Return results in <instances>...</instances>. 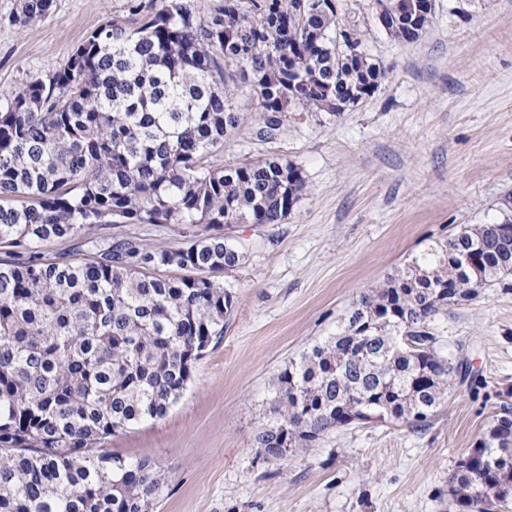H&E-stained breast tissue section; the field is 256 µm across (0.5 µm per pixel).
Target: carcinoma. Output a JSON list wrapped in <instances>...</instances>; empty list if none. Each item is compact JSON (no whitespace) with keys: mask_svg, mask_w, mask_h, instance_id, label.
Masks as SVG:
<instances>
[{"mask_svg":"<svg viewBox=\"0 0 512 512\" xmlns=\"http://www.w3.org/2000/svg\"><path fill=\"white\" fill-rule=\"evenodd\" d=\"M54 0H19L14 21ZM233 66L236 73H225ZM387 70L358 24L329 4L224 0L209 16L184 0H130L129 17L90 33L45 80L0 89V512H155L167 477L148 458L98 450L167 416L191 366L224 336L233 295L220 281L243 252L226 224H277L306 182L277 158L218 166L241 123L228 82L257 103L268 139L288 112H335ZM110 224H180L186 241L95 242L97 259L53 263L42 247ZM512 274V239L463 228L364 292L333 340L277 374L273 421L256 447L282 460L360 411L429 424L458 369L429 321L439 293ZM177 268L188 276H161ZM448 477L468 512L512 501V408Z\"/></svg>","mask_w":512,"mask_h":512,"instance_id":"carcinoma-1","label":"carcinoma"}]
</instances>
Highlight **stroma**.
Segmentation results:
<instances>
[{
    "instance_id": "35a3bbf8",
    "label": "stroma",
    "mask_w": 512,
    "mask_h": 512,
    "mask_svg": "<svg viewBox=\"0 0 512 512\" xmlns=\"http://www.w3.org/2000/svg\"><path fill=\"white\" fill-rule=\"evenodd\" d=\"M128 0H54L46 16L13 23L0 0V86L44 80L88 34L127 14ZM367 52L390 71L357 107L287 113L280 134L247 89L243 120L218 152L232 166L276 157L307 191L278 224H233L244 254L224 274L234 312L224 337L192 365L168 415L109 438L105 449L149 458L168 478L156 512H462L448 476L512 405V276L433 317L438 352L467 364L430 426L355 422L285 460L259 455L276 374L340 331L361 294L466 224L512 217V0H435L414 42L389 37L374 0H338ZM152 246L181 245L174 224H115Z\"/></svg>"
}]
</instances>
